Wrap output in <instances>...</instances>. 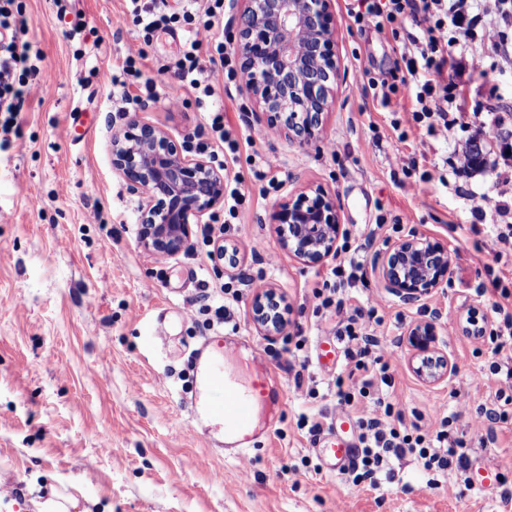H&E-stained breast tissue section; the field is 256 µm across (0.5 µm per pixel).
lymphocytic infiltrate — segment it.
Masks as SVG:
<instances>
[{
	"mask_svg": "<svg viewBox=\"0 0 512 512\" xmlns=\"http://www.w3.org/2000/svg\"><path fill=\"white\" fill-rule=\"evenodd\" d=\"M127 14L138 27L144 41H151L157 31H183L182 50L174 66V76L198 97L211 96L216 84L245 83L231 49V38L225 37L220 25L224 0H206L203 10L186 9L169 13L161 9L159 0H126ZM361 8L353 12L357 25L411 21L419 33L410 37L404 52L405 68L395 69L379 78H370L394 94L411 98L415 121L427 124L428 132L448 122V106L460 95L462 87L455 80L457 66L453 45L467 40L474 26L488 20L494 27L512 29V8H497L494 17H487L478 0H360ZM27 20L20 0H0V133H9L25 101L43 93L45 84L37 82L40 51L25 39ZM334 278L330 287L319 291L323 307L342 312L337 334L347 357L353 361L359 377L352 390L337 388L340 400L351 402L353 396L373 397L374 402L360 421L361 453L352 469L353 485L376 480L378 473L388 470L392 459L413 454L425 469L445 471L463 467V438L448 430L449 419H442L436 433L418 431L410 435L401 431V416L394 404L382 396L390 385L389 365L384 359L385 346L371 330L372 313L354 309L345 312L338 293L343 286L363 279L362 263L354 257L331 268Z\"/></svg>",
	"mask_w": 512,
	"mask_h": 512,
	"instance_id": "lymphocytic-infiltrate-1",
	"label": "lymphocytic infiltrate"
}]
</instances>
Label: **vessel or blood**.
<instances>
[{
	"label": "vessel or blood",
	"mask_w": 512,
	"mask_h": 512,
	"mask_svg": "<svg viewBox=\"0 0 512 512\" xmlns=\"http://www.w3.org/2000/svg\"><path fill=\"white\" fill-rule=\"evenodd\" d=\"M192 361L193 416L205 419L214 434L223 438L226 453L234 457L245 455L258 434L254 423L256 407L277 404L280 396L271 375L229 369L220 336L208 338L193 353ZM312 447L322 468L330 473L344 472L357 456L355 442L334 432L316 438Z\"/></svg>",
	"instance_id": "obj_1"
}]
</instances>
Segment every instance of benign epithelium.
<instances>
[{"instance_id": "1", "label": "benign epithelium", "mask_w": 512, "mask_h": 512, "mask_svg": "<svg viewBox=\"0 0 512 512\" xmlns=\"http://www.w3.org/2000/svg\"><path fill=\"white\" fill-rule=\"evenodd\" d=\"M244 2L232 25L240 67L248 75L245 87L269 125L309 144L319 137L339 75L332 0ZM112 170L139 197L138 240L157 257L185 250L192 225L224 201L223 170L188 155L164 129L135 116L112 135ZM272 220L288 225L282 246L304 263H320L336 250L340 215L333 196L320 186L279 204ZM451 265L442 243L415 232L374 258L383 287L405 303L442 287ZM252 320L268 337L282 334L285 320L275 289L254 296ZM405 342L425 381L441 382L454 372L438 351L436 319L415 323Z\"/></svg>"}]
</instances>
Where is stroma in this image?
I'll return each mask as SVG.
<instances>
[{"label":"stroma","instance_id":"1","mask_svg":"<svg viewBox=\"0 0 512 512\" xmlns=\"http://www.w3.org/2000/svg\"><path fill=\"white\" fill-rule=\"evenodd\" d=\"M353 5L333 0L341 69L321 138L303 145L268 126L242 85L218 84L198 106L169 70L182 33L143 42L125 0H23L26 37L41 49L53 85L25 102L0 150V512H40L60 497L70 499V512H512L504 496L512 490V390L501 392L489 372L495 362L512 366V344L499 348L465 331L469 311L489 330L498 325L496 306L512 311V238L485 270L483 245L499 218L490 209L476 221L468 200L501 189L512 195V153L495 143L486 149L493 168L463 164L466 142L483 132L476 111L495 108L512 129V63L480 23L463 61L482 62L488 75H472L447 130L429 134L413 120L409 98L379 105L367 78L400 63L403 43L390 28L355 25ZM78 17L86 32L73 39ZM130 55L154 78L158 101L119 106L122 93L139 92L112 83ZM173 97L180 108L166 106ZM217 109L240 143L235 170L246 201L229 232L207 240L193 231L186 251L158 261L138 242V196L112 171V132L135 116L181 141ZM255 153L279 159L278 191L253 179L246 158ZM315 186L335 197L338 242L367 270L344 299L376 311L372 328L389 346L386 393L406 429L435 432L442 416L466 420L480 407L506 412L489 438L465 431L466 468L427 471L409 454L373 487L322 470L302 420L335 428L334 380L350 369L345 357L324 367L316 356L339 327L335 308L315 296L337 259H296L271 219L279 202ZM95 210L100 223H87ZM413 230L440 241L453 265L438 293L407 304L382 288L372 259ZM220 244L235 249L236 268L217 256ZM268 253L275 265L266 264ZM267 287L286 307L285 330L273 338L251 318L255 294ZM205 289L218 300L237 292L227 323L200 312ZM179 309L195 315L178 322ZM432 317L455 367L435 384L414 372L403 341L412 324ZM225 334L254 343L255 352L243 348L237 358L270 372L283 395L266 415L272 428L259 449L239 459L225 458L184 402L190 351ZM298 373L308 391L295 389ZM490 470L497 482L487 488Z\"/></svg>","mask_w":512,"mask_h":512}]
</instances>
